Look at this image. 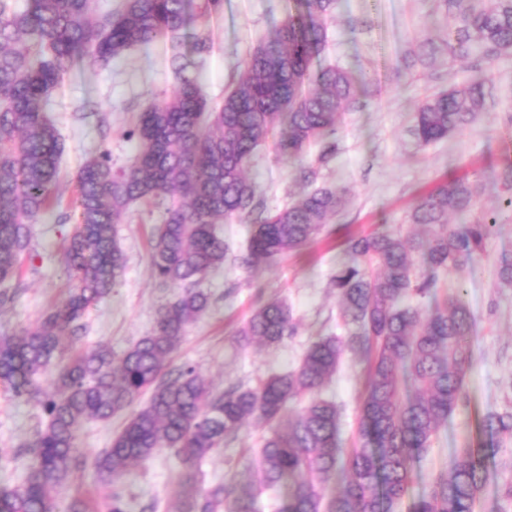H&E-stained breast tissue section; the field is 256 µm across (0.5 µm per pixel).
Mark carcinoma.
I'll return each instance as SVG.
<instances>
[{
  "instance_id": "obj_1",
  "label": "carcinoma",
  "mask_w": 512,
  "mask_h": 512,
  "mask_svg": "<svg viewBox=\"0 0 512 512\" xmlns=\"http://www.w3.org/2000/svg\"><path fill=\"white\" fill-rule=\"evenodd\" d=\"M224 12V0H122L99 15L96 0H0V307L13 299L10 282L32 250V225L55 203L63 142L45 112L76 63L108 67L137 46L172 39L171 94L136 113L128 138L134 165L112 168L106 152L87 159L77 175L73 228L63 259L72 281L61 305L18 336L0 337V383L34 402L45 427L27 445L33 464L20 485L0 489V512H90L79 498H59L85 460L79 432L89 420L126 412L122 430L93 466L111 488L98 512H131L118 484L125 471L161 449L188 466L237 439L248 425L268 428L253 475L231 477L207 490L194 472L180 475L182 495L171 512H256L265 491L281 497L278 512H474L479 492L496 481L494 438L512 434V408L487 413L483 438L455 451L429 487L411 494L415 465L440 427L466 402L475 321L463 292L440 295L451 267L483 251L497 224L494 211L452 226L448 214L471 210L480 186L443 179L420 194L411 211L424 236L384 229L344 239L351 260L331 276L348 334L321 336L299 365L254 384L210 391L186 364L173 378L165 366L187 327L210 305L198 284L224 266L228 247L217 225L245 216L253 230L238 255L246 269L266 266L316 240L342 207L347 189L317 188L291 205L264 208L246 170L254 150L273 139L278 154L298 157L321 145L318 162L336 156L337 125L353 111L367 84L324 66L327 20L335 0H294L268 39L248 54L235 86L220 104L198 76L211 39L198 34L184 51L189 6ZM448 64L477 56L488 63L512 53V0H448ZM487 71L425 100L414 115L421 146L442 141L475 121L493 99ZM500 207L512 208V155L496 171ZM137 203L157 209L150 265L158 282L181 291L162 305L153 330L117 357L105 346L77 347L88 308L108 296L125 268L113 227ZM284 302L258 305L236 331L244 344L267 346L296 335ZM365 360L363 393L352 447L339 445L340 410L321 397L344 355ZM56 365V388L45 395L35 378ZM145 406L135 400L145 392ZM301 403L290 417L288 404Z\"/></svg>"
}]
</instances>
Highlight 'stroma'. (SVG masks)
<instances>
[{
    "instance_id": "35a3bbf8",
    "label": "stroma",
    "mask_w": 512,
    "mask_h": 512,
    "mask_svg": "<svg viewBox=\"0 0 512 512\" xmlns=\"http://www.w3.org/2000/svg\"><path fill=\"white\" fill-rule=\"evenodd\" d=\"M288 7V0H224L222 16H195L191 32L210 34L213 40L199 71L210 100L223 99L247 53L269 36ZM327 27L326 62L353 73L375 74L376 83L364 96L363 107L343 115L335 135L337 153L328 165L317 162L320 145L288 160L265 144L255 151L248 173L269 209L285 207L314 186L347 189L345 204L331 223L333 232L257 271L241 267L234 256L227 258L223 268L204 280L210 307L188 326L167 369L193 365L218 392L231 382H253L294 369L307 345L335 331L339 320L330 276L347 259L340 230L353 234L385 227L410 230L409 215L420 192L446 177L479 182L483 191L472 213L450 217L449 222L469 223L474 215L494 209L498 224L480 255L446 275L450 287L463 288L476 321L472 365L466 377L469 401L440 428L417 469L413 487L418 490L447 465L456 449L476 440L479 422L487 412L512 408V286L501 284L497 275L500 256L512 254V210L499 209L493 177L504 155L512 153V137L504 126L507 113H512V55L488 66L497 85L488 111L469 128L422 148L412 135L417 106L428 96L465 82L471 74L467 59L452 65L443 53L423 62L411 55L424 41L446 36L445 0H336ZM169 48V41L161 39L130 51L108 68L77 63L53 92L48 116L64 143L57 203L32 227L33 251L12 283L13 303L0 309V336L21 334L65 295L70 282L61 257L73 224L70 205L77 173L87 158L104 151L111 155L114 167L131 165L136 144L125 132L134 113L152 98L176 89ZM302 167L316 169L314 184L299 179ZM156 220V215L137 207L126 223L116 225L126 268L111 295L86 312L82 346L105 344L113 352L124 351L153 329L158 308L174 296V289L158 287L151 272L149 239ZM274 299L292 307L297 335L276 347L239 346L237 328L259 301ZM361 389L360 366L348 355L322 391L324 398L341 408L340 441L345 447L350 444ZM124 420L118 414L108 421L85 424L78 452L86 465L71 477L68 495L92 505L103 500L106 488L98 481L92 460L109 447ZM44 424L45 417L35 404L15 399L0 385V489L18 485L32 463L21 448ZM262 434V429L249 427L247 434L201 461L199 487L210 488L251 469ZM496 450L497 483L482 490L479 512H512V502L497 493L498 486L512 482V435L499 436ZM182 469L181 460L167 450L132 469L123 487L133 508L155 500L164 506L175 503Z\"/></svg>"
}]
</instances>
